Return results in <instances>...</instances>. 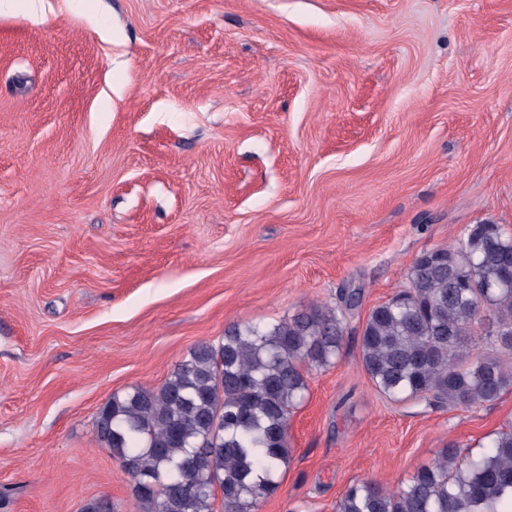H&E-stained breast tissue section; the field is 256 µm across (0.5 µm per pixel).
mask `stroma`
<instances>
[{"mask_svg": "<svg viewBox=\"0 0 512 512\" xmlns=\"http://www.w3.org/2000/svg\"><path fill=\"white\" fill-rule=\"evenodd\" d=\"M512 232V0H43L0 14V512H135L97 439L115 393L196 344L359 288L340 360L306 367L257 512H336L495 403L381 394L368 313L421 253Z\"/></svg>", "mask_w": 512, "mask_h": 512, "instance_id": "1", "label": "stroma"}]
</instances>
